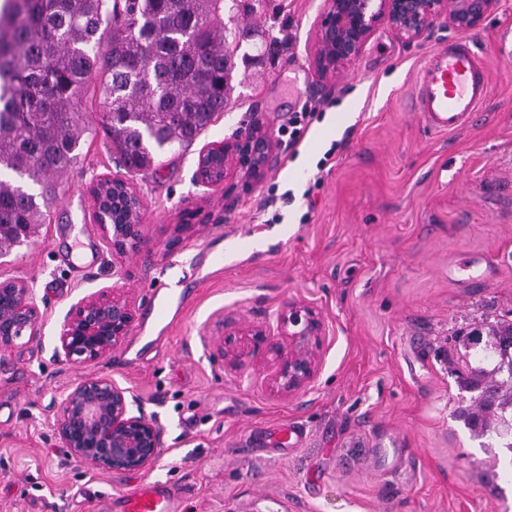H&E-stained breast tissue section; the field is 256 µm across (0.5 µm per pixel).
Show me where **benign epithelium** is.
<instances>
[{
    "mask_svg": "<svg viewBox=\"0 0 512 512\" xmlns=\"http://www.w3.org/2000/svg\"><path fill=\"white\" fill-rule=\"evenodd\" d=\"M497 0H324L315 31L311 66L322 80L334 79L362 53L375 28H391L401 39L418 41L443 21L458 34L478 30L495 10ZM274 152L271 135L254 123L233 139L213 144L201 153L210 170H198L199 182L220 187L240 172L259 180ZM112 249L123 252L141 244V221L116 231L98 220ZM0 349L23 337L41 333L42 318L31 289L21 281H0ZM133 321L128 297L112 288L92 293L71 307L57 336L56 353L71 362L95 361L112 355ZM273 339L263 325L226 332L224 358L235 370L246 367L258 353L274 366L273 389L294 395L305 389L318 371L316 350L322 323L305 307L288 306ZM127 390L108 378L76 384L63 399L56 433L69 455L108 472L151 467L162 448V429L143 410H131Z\"/></svg>",
    "mask_w": 512,
    "mask_h": 512,
    "instance_id": "obj_1",
    "label": "benign epithelium"
}]
</instances>
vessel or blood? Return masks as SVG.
<instances>
[{
	"instance_id": "obj_1",
	"label": "vessel or blood",
	"mask_w": 512,
	"mask_h": 512,
	"mask_svg": "<svg viewBox=\"0 0 512 512\" xmlns=\"http://www.w3.org/2000/svg\"><path fill=\"white\" fill-rule=\"evenodd\" d=\"M485 65L471 40L435 48L417 76L415 111L435 130H459L487 98ZM101 512H183V502L166 484L145 480L105 500Z\"/></svg>"
}]
</instances>
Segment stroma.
Listing matches in <instances>:
<instances>
[{
	"label": "stroma",
	"mask_w": 512,
	"mask_h": 512,
	"mask_svg": "<svg viewBox=\"0 0 512 512\" xmlns=\"http://www.w3.org/2000/svg\"><path fill=\"white\" fill-rule=\"evenodd\" d=\"M323 0H256L254 28L223 115L158 170L127 174L85 99L94 134L57 188L45 224L0 257L25 282L43 328L0 351V512H96L140 480L184 496V512H512V477L494 495L492 453L453 417L456 369L474 329L512 319V0L470 38L489 94L461 130L428 129L413 110L418 69L452 33L437 23L406 43L376 27L337 79L310 64ZM319 112L289 145L303 106ZM261 122L277 149L263 180L231 193L196 179L209 145ZM127 179L142 204V244L113 253L92 188ZM103 288L133 300L111 356L71 363L54 351L63 318ZM323 324L319 369L301 393L270 387L255 357L224 365V331L276 329L288 305ZM109 378L163 431L152 468L105 473L55 434L69 388ZM295 421L297 447L265 453L251 433ZM402 449L394 467L380 451Z\"/></svg>",
	"instance_id": "obj_1"
}]
</instances>
